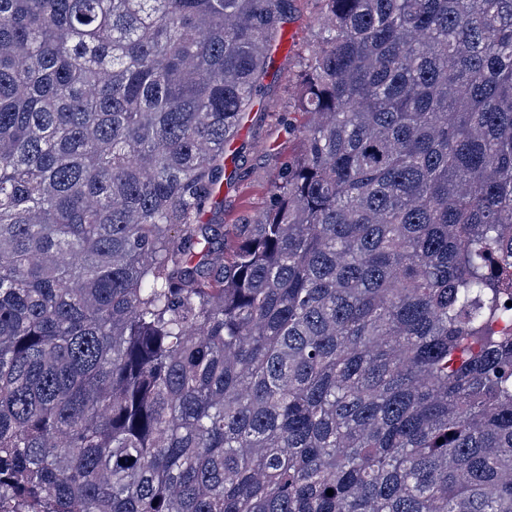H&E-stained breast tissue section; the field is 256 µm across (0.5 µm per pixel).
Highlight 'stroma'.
<instances>
[{
    "label": "stroma",
    "mask_w": 512,
    "mask_h": 512,
    "mask_svg": "<svg viewBox=\"0 0 512 512\" xmlns=\"http://www.w3.org/2000/svg\"><path fill=\"white\" fill-rule=\"evenodd\" d=\"M314 0H297L286 26V38L274 53V63L262 82V93L245 121L236 146L241 176L224 188V223L260 214L268 202L273 174L301 150L282 119L292 110L302 70V57L316 32Z\"/></svg>",
    "instance_id": "35a3bbf8"
}]
</instances>
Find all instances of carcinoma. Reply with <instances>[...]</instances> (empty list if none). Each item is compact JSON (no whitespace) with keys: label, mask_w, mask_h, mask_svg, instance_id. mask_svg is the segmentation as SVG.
I'll return each instance as SVG.
<instances>
[{"label":"carcinoma","mask_w":512,"mask_h":512,"mask_svg":"<svg viewBox=\"0 0 512 512\" xmlns=\"http://www.w3.org/2000/svg\"><path fill=\"white\" fill-rule=\"evenodd\" d=\"M294 2L0 0V512H512V0H315L206 221ZM296 1L285 24L286 38L273 54L270 74L262 81V94L235 142L240 152L241 177L228 186L224 180V213L220 216L223 224H236L260 214L268 202L271 177L289 156L301 150L300 140L288 135L282 117L294 106L302 57L314 38L316 22L314 0ZM264 141L275 144L273 154L262 150Z\"/></svg>","instance_id":"cac0c4a2"}]
</instances>
